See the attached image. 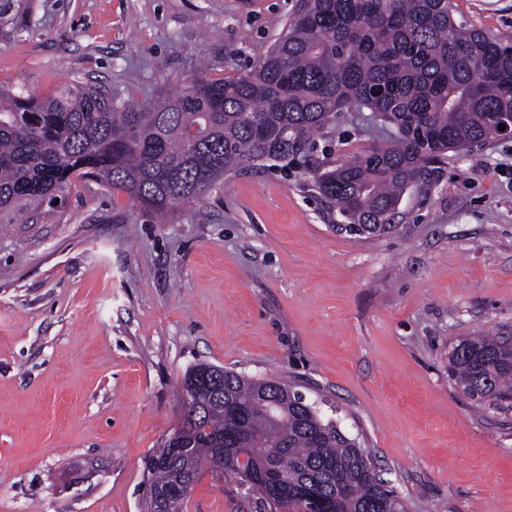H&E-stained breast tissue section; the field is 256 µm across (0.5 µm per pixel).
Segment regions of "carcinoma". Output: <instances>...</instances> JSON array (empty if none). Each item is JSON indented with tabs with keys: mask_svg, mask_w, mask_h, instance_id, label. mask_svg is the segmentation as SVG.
I'll return each mask as SVG.
<instances>
[{
	"mask_svg": "<svg viewBox=\"0 0 512 512\" xmlns=\"http://www.w3.org/2000/svg\"><path fill=\"white\" fill-rule=\"evenodd\" d=\"M30 0H0V28L23 31ZM370 112L392 135L332 167L315 190L343 217L336 229L378 237L416 179L448 152L496 138L512 113V39L454 17L451 0H300L276 44L233 78L205 75L132 104L75 80L48 97L0 89V224L33 219L74 179L126 192L161 216L241 170L288 169L313 135L347 112ZM456 388L478 406L512 402V336H464L448 352ZM198 404L182 416L183 448L163 441L145 460L148 507L182 512L174 491L224 459L248 475L243 507L269 512V472L288 478L281 512H399L370 452L296 387L208 364L178 389Z\"/></svg>",
	"mask_w": 512,
	"mask_h": 512,
	"instance_id": "1",
	"label": "carcinoma"
}]
</instances>
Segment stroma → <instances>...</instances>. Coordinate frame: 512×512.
Wrapping results in <instances>:
<instances>
[{
  "label": "stroma",
  "mask_w": 512,
  "mask_h": 512,
  "mask_svg": "<svg viewBox=\"0 0 512 512\" xmlns=\"http://www.w3.org/2000/svg\"><path fill=\"white\" fill-rule=\"evenodd\" d=\"M296 0H31L0 34V86L72 80L141 102L207 60L249 70ZM512 34V0H453ZM382 133L348 113L338 162ZM305 168L243 171L169 216L76 182L31 224H0V512H144V459L179 425L202 363L299 386L358 437L403 512H512V408L448 378L462 336L512 332V138L448 154L394 232H337ZM184 512H241L203 469Z\"/></svg>",
  "instance_id": "1"
}]
</instances>
